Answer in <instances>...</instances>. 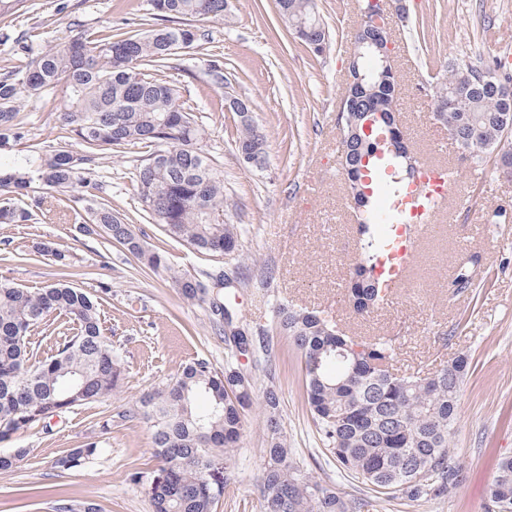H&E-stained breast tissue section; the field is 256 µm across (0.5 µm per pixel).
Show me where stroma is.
Here are the masks:
<instances>
[{
  "label": "stroma",
  "instance_id": "obj_1",
  "mask_svg": "<svg viewBox=\"0 0 512 512\" xmlns=\"http://www.w3.org/2000/svg\"><path fill=\"white\" fill-rule=\"evenodd\" d=\"M408 20L396 27L393 57L398 70V119L421 159L449 167L453 185L436 227L419 244L420 264L411 281L386 303L357 313L348 302L351 268L359 254L351 202L336 164L340 131L336 114L344 93L348 58L361 18L355 0H317L331 42L316 55L284 28L276 0H231L220 22H202L200 46L179 57L169 72L183 101L201 117L202 150L224 173L228 224L245 225L238 268L240 281L224 297L236 318L269 323L278 302L320 308L358 336H392L399 343L396 366L429 369L464 354L469 361L458 407L455 461L459 484L417 503L369 492L326 451L304 396L301 355L289 350L280 365L282 420L292 460L316 480L334 482L361 500L360 512H490L492 485L501 455L512 454V170L499 159L475 167L458 149L447 127L434 117L433 97L420 87L444 73L456 59L512 61V0H404ZM148 0H30L29 9L0 22V69L25 65L47 47L68 42L86 30H140ZM426 26L427 44L413 30ZM33 35L31 49L21 38ZM224 62L227 81L212 85L209 55ZM250 100L255 123L264 133L268 155L261 167L240 163L234 149L237 117L229 98ZM66 103L62 89L26 95L20 102L25 136L12 151L77 149L58 120ZM144 148L131 147L103 157L95 173L100 194L129 216L149 244L165 250L175 267L193 271L214 265L186 243L167 238L159 225L138 211L132 171ZM10 250L31 252L53 243L71 256L69 281L98 293L107 335L124 350L127 371L112 397L47 418L27 432L0 442V453L17 448L29 455L18 468L0 470V512H42L44 501L64 496L92 500L103 512H151L142 487L126 480L129 469L152 463V438L140 419L121 420L140 396L174 377L196 357L223 367L226 343L210 327L202 304L182 298L171 281L117 251L104 231L87 236L59 219L37 224H0V241ZM112 255L109 265L101 252ZM477 286L453 292L450 282L470 257ZM46 259H0V280L21 288L51 282ZM273 288H265L266 280ZM112 416V427L100 421ZM103 441L106 451L80 469L60 472L55 459L86 441ZM265 416L260 404L247 415L239 472L224 490L217 512H260L255 484L264 466Z\"/></svg>",
  "mask_w": 512,
  "mask_h": 512
}]
</instances>
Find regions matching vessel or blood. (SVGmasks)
I'll list each match as a JSON object with an SVG mask.
<instances>
[{
  "instance_id": "1",
  "label": "vessel or blood",
  "mask_w": 512,
  "mask_h": 512,
  "mask_svg": "<svg viewBox=\"0 0 512 512\" xmlns=\"http://www.w3.org/2000/svg\"><path fill=\"white\" fill-rule=\"evenodd\" d=\"M452 176L443 165L423 163L413 183L395 200L398 223L386 225L389 244L377 257L376 274L386 276L389 289L402 287L412 272L422 234L448 200Z\"/></svg>"
}]
</instances>
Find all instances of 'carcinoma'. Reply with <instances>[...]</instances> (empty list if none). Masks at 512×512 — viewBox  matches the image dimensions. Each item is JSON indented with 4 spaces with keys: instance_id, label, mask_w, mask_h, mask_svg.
I'll return each instance as SVG.
<instances>
[{
    "instance_id": "cac0c4a2",
    "label": "carcinoma",
    "mask_w": 512,
    "mask_h": 512,
    "mask_svg": "<svg viewBox=\"0 0 512 512\" xmlns=\"http://www.w3.org/2000/svg\"><path fill=\"white\" fill-rule=\"evenodd\" d=\"M229 0H149L158 23L134 35L110 30L84 32L40 52L29 65L0 73V224H36L49 216L45 197L18 207L16 196L39 182L44 189L67 191L97 187L92 174L103 155L114 148L142 146L148 154L133 179L143 215L165 234L195 251L231 256L238 250L243 227L224 223V178L198 142L204 135L198 117L180 100L167 70L179 52L198 48L199 20L224 19ZM281 20L291 33L300 29L322 45L329 32L316 0H277ZM366 74L360 89L347 86L341 102L338 161L354 201L361 253L349 280L357 312H367L387 297L384 278L373 274L384 245L378 224H392L396 213L375 208L364 191L369 161H390L389 190L402 189L415 177L418 159L409 149L396 117L397 74L384 67L381 55L360 59ZM212 84L224 85V62L207 63ZM467 85L449 119L448 135L482 165L493 153L512 163V78L481 62L458 59L448 64L434 88V99ZM62 87V126L81 142L73 153L56 149L11 156L2 152L24 138L18 120L23 94ZM239 116L237 152L261 142L251 166L260 167L267 140L251 116ZM376 122L375 135L364 132ZM72 223L87 235L94 226L138 263L175 283L184 299L205 305L210 323L228 336L224 369L201 358L182 367L171 382L144 393L132 416L151 430L153 456L162 476L145 469L129 480L145 486L152 512H214L224 498L207 476L224 458V480L237 469L246 413L253 405V383L238 367L252 358L255 367L274 378L272 358L279 354L275 337L283 336L303 359L307 404L317 432L336 464L365 488L418 502L441 494L460 481L452 465L458 397L468 367L462 355L421 376L394 368L396 343L385 337L352 336L323 310L280 303L270 323L254 327L234 321L224 303V268L194 273L174 267L166 252L150 248L109 200L92 194L83 211L73 210ZM33 256L47 257L55 281L28 290L0 280V442L11 439L53 413H65L112 396L125 371L121 347L105 335L97 300L63 281L69 255L49 245ZM459 292L475 287L474 271L462 266L452 280ZM43 335L47 349L33 340ZM281 390L265 387L261 406L266 417L265 466L256 490L261 512H356L360 503L340 489L316 481L289 462L292 449L281 418ZM102 443L88 440L54 462L69 471L100 454ZM28 455L17 448L0 455V470L16 467ZM161 478L155 482V478ZM493 512H512V455L502 458L492 490ZM51 512H102L94 502L80 505L64 497L51 501Z\"/></svg>"
}]
</instances>
